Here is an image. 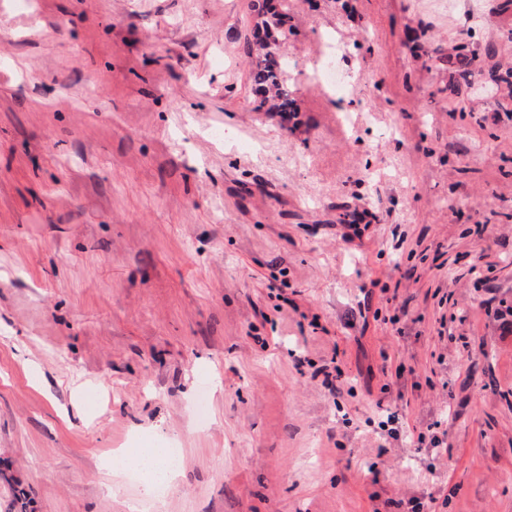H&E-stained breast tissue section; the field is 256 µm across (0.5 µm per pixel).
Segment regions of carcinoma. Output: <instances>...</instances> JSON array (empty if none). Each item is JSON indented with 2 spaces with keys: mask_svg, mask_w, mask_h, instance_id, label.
Wrapping results in <instances>:
<instances>
[{
  "mask_svg": "<svg viewBox=\"0 0 512 512\" xmlns=\"http://www.w3.org/2000/svg\"><path fill=\"white\" fill-rule=\"evenodd\" d=\"M261 16V24L267 38L246 41V53L252 58L251 80L255 91L261 97V105H269V110L285 114L296 111L295 99L282 80L284 62L280 55V42L288 40L291 26L288 14L276 10L271 0H261L254 6ZM435 63H447L455 67L458 76L467 79L471 75L472 58L465 48L460 47L452 55L438 57Z\"/></svg>",
  "mask_w": 512,
  "mask_h": 512,
  "instance_id": "cac0c4a2",
  "label": "carcinoma"
}]
</instances>
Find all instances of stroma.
I'll return each mask as SVG.
<instances>
[{
    "mask_svg": "<svg viewBox=\"0 0 512 512\" xmlns=\"http://www.w3.org/2000/svg\"><path fill=\"white\" fill-rule=\"evenodd\" d=\"M274 4L0 0V512H512V0ZM254 11L262 17L266 38L254 41L257 34L252 33V40L246 41V53L252 58L251 80L261 97V106L269 103V110L279 114L297 112L295 99L282 80L285 65L279 50V40L285 42L292 32L288 16L277 11L270 0L254 4ZM270 31L276 32L277 37L270 40ZM167 448H130L120 452L115 459V466L122 471L139 472L142 474L146 489H152L156 484H169L177 470H171L167 465Z\"/></svg>",
    "mask_w": 512,
    "mask_h": 512,
    "instance_id": "obj_1",
    "label": "stroma"
}]
</instances>
